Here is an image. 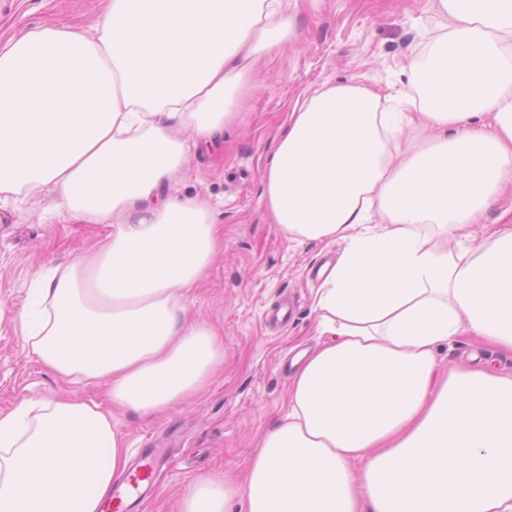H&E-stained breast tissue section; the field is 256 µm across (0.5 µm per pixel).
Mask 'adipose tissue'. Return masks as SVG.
<instances>
[{
  "instance_id": "adipose-tissue-1",
  "label": "adipose tissue",
  "mask_w": 512,
  "mask_h": 512,
  "mask_svg": "<svg viewBox=\"0 0 512 512\" xmlns=\"http://www.w3.org/2000/svg\"><path fill=\"white\" fill-rule=\"evenodd\" d=\"M315 2L111 0L93 34L49 25L0 46V195L47 187L69 220L111 227L39 269L14 313L46 369L154 415L222 366L186 305L221 227L206 200L163 191ZM427 2L437 33L408 92L323 84L267 156L271 222L341 248L313 302L324 340L243 477L199 479L181 512H512V374L443 378L437 358L466 335L512 353V227L467 232L512 184V0ZM128 464L97 405L0 415V512H101Z\"/></svg>"
}]
</instances>
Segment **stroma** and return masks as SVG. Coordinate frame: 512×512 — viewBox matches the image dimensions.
I'll use <instances>...</instances> for the list:
<instances>
[{"label":"stroma","instance_id":"1","mask_svg":"<svg viewBox=\"0 0 512 512\" xmlns=\"http://www.w3.org/2000/svg\"><path fill=\"white\" fill-rule=\"evenodd\" d=\"M108 0H0V44L48 24L91 31ZM425 0H317L296 20L297 38L262 57L238 122L214 149H192L191 175L172 183L178 197H203L217 209L224 243L188 301L190 319L224 339V369L190 402L152 417L117 414L129 454L146 447L170 451L137 512H179L193 483L209 474H242L262 434L286 410L292 360L321 336L312 311L325 265L339 248L281 234L265 214L262 174L267 153L295 104L326 82L351 80L393 96L408 89L400 70L424 50ZM49 189L0 199V415L22 400L71 397L104 403L100 382H75L45 369L25 347L10 313L26 299L40 266L87 252L104 240L106 224H75L55 209ZM293 307L286 328L264 320L281 304ZM512 374V357L460 337L440 348L445 369L473 357Z\"/></svg>","mask_w":512,"mask_h":512}]
</instances>
